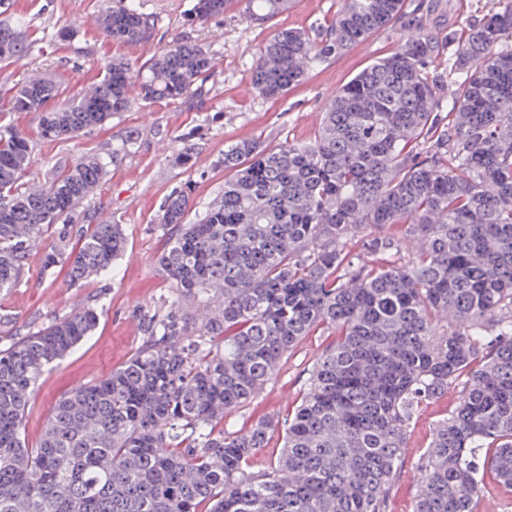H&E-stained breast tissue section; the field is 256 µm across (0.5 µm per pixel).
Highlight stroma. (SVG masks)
I'll use <instances>...</instances> for the list:
<instances>
[{
    "instance_id": "stroma-1",
    "label": "stroma",
    "mask_w": 512,
    "mask_h": 512,
    "mask_svg": "<svg viewBox=\"0 0 512 512\" xmlns=\"http://www.w3.org/2000/svg\"><path fill=\"white\" fill-rule=\"evenodd\" d=\"M8 2L0 19L20 22L31 50L24 58L0 61V113L35 140L27 177L41 183L80 155L117 152V161L81 205L82 216L72 232L81 234L89 221L109 219L122 224L127 240L115 278H91L72 287L64 268L44 271L42 258L56 243L53 235H46L30 252L17 287L0 292V347L68 315L78 304L94 305L101 314L94 333L38 383L24 430L25 446L35 448L58 400L71 388L124 365L145 339L143 317L163 314L174 298L175 290L158 262L166 236L156 218L166 198L186 191L190 216L203 212L224 186V171L213 161L233 141L255 138L274 149L287 140H312L336 91L392 53L400 34L373 35L324 63L287 94L268 99L251 82L263 45L282 27L320 32L335 14L336 0H292L287 12L260 25L247 19L246 0H231L222 16L203 24L187 20L193 0H136L139 11L154 22L151 38L137 44L103 38L99 16L106 0ZM487 7L488 0H423L427 28L441 40L467 34L483 21ZM175 37L204 46L211 56L203 92L190 103H137L105 126L53 142L37 138L40 113L10 109L11 94L29 78L57 81L62 97L75 99L100 76L102 64L115 58L143 61ZM186 143L196 155L191 167L176 160ZM332 341V334L322 329L306 336L259 395L226 417V425L238 429L261 419L286 418L302 394L309 369ZM457 402L458 390L452 387L417 413L402 467L389 489L388 512H413L418 460L434 424L454 411Z\"/></svg>"
}]
</instances>
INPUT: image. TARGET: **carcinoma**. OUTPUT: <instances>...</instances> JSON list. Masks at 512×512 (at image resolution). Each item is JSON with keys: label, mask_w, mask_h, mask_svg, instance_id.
Here are the masks:
<instances>
[{"label": "carcinoma", "mask_w": 512, "mask_h": 512, "mask_svg": "<svg viewBox=\"0 0 512 512\" xmlns=\"http://www.w3.org/2000/svg\"><path fill=\"white\" fill-rule=\"evenodd\" d=\"M230 0H194L188 21ZM290 0H248L264 22ZM418 0H341L317 37L280 28L252 85L269 99L383 31L397 49L357 74L322 112L316 137L269 149L233 142L214 165L224 188L194 222L189 196L158 215L172 236L160 256L177 296L145 323L148 344L105 378L58 401L42 443L21 436L33 391L96 329L80 306L0 349V512H387L419 408L448 386L458 405L436 422L419 458L415 512H477L484 479L512 493V0H489L484 21L452 45L448 126L442 86L427 71L441 44ZM0 61L29 45L0 21ZM102 34L151 36L134 0H111ZM211 68L208 52L175 39L134 67L113 60L79 98L48 107L56 84L26 80L13 112H40L39 138L101 127L137 100L184 102ZM33 141L0 122V291L17 286L32 242L79 284L110 278L122 225L70 227L118 153L85 155L43 185L25 181ZM387 224L404 237L381 235ZM364 233L363 250L346 242ZM316 329L336 335L283 420L230 431L224 417L263 389ZM282 435L273 460L257 456Z\"/></svg>", "instance_id": "obj_1"}]
</instances>
